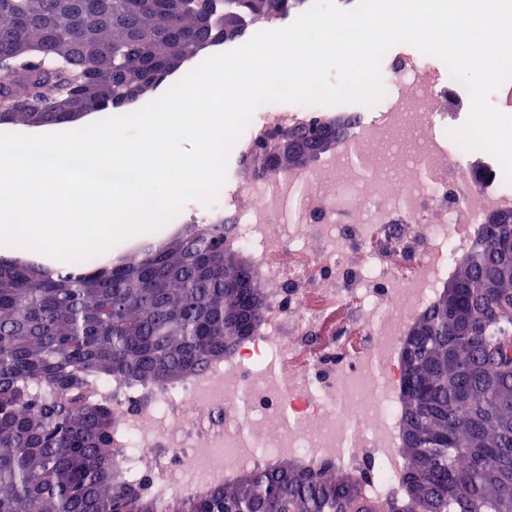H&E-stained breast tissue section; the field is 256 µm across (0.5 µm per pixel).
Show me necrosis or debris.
<instances>
[{
  "label": "necrosis or debris",
  "mask_w": 512,
  "mask_h": 512,
  "mask_svg": "<svg viewBox=\"0 0 512 512\" xmlns=\"http://www.w3.org/2000/svg\"><path fill=\"white\" fill-rule=\"evenodd\" d=\"M380 104L362 106L354 154L331 153L263 180L226 178L203 220L228 225L264 288L263 317L224 358L174 384L95 383L110 406L112 458L165 507L269 461L367 475L378 501L402 496L401 352L488 213L512 209L499 161L473 188L440 121L459 85L426 55L389 54ZM273 103L239 157L317 119Z\"/></svg>",
  "instance_id": "1"
}]
</instances>
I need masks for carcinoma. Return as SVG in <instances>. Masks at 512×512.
Masks as SVG:
<instances>
[{"mask_svg": "<svg viewBox=\"0 0 512 512\" xmlns=\"http://www.w3.org/2000/svg\"><path fill=\"white\" fill-rule=\"evenodd\" d=\"M304 0H0V122L115 112L185 62ZM227 225L193 226L138 259L48 271L0 258V512H157L112 464L93 382L173 383L260 321L263 288L224 287ZM512 210L487 216L405 339L402 474L276 462L173 498L167 512H512Z\"/></svg>", "mask_w": 512, "mask_h": 512, "instance_id": "1", "label": "carcinoma"}]
</instances>
